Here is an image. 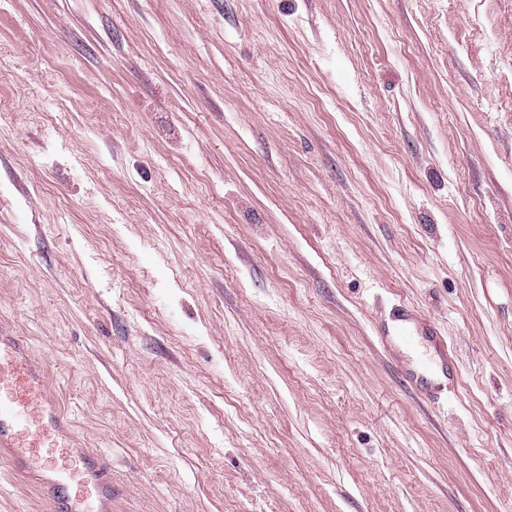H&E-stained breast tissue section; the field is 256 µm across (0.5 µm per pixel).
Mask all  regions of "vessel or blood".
<instances>
[{"label": "vessel or blood", "mask_w": 512, "mask_h": 512, "mask_svg": "<svg viewBox=\"0 0 512 512\" xmlns=\"http://www.w3.org/2000/svg\"><path fill=\"white\" fill-rule=\"evenodd\" d=\"M377 334L389 352L418 348V360L401 374L421 396L433 403L454 396L455 364L432 321L399 300L380 318ZM0 449L18 472L42 485L51 512H112L109 463L81 446L32 344L1 322Z\"/></svg>", "instance_id": "vessel-or-blood-1"}]
</instances>
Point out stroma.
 Returning <instances> with one entry per match:
<instances>
[{
  "label": "stroma",
  "mask_w": 512,
  "mask_h": 512,
  "mask_svg": "<svg viewBox=\"0 0 512 512\" xmlns=\"http://www.w3.org/2000/svg\"><path fill=\"white\" fill-rule=\"evenodd\" d=\"M0 318L112 512H512V0H0ZM377 334L382 347L395 355L402 348L420 349L418 360L404 365L401 374L421 396L439 403L455 395L457 373L448 341L432 321L399 300L380 318Z\"/></svg>",
  "instance_id": "stroma-1"
}]
</instances>
